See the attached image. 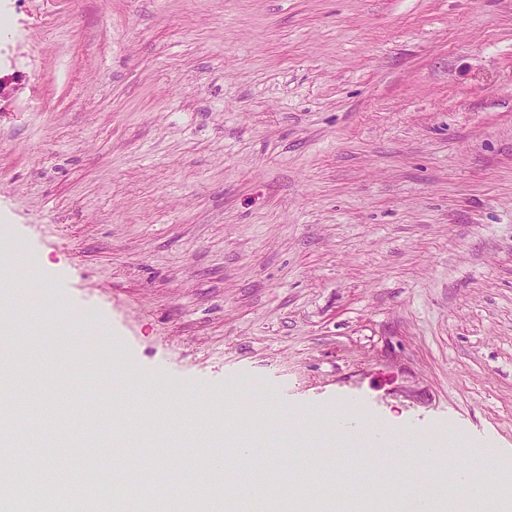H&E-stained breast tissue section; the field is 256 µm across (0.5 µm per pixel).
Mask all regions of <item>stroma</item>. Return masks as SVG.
I'll return each instance as SVG.
<instances>
[{
  "label": "stroma",
  "mask_w": 512,
  "mask_h": 512,
  "mask_svg": "<svg viewBox=\"0 0 512 512\" xmlns=\"http://www.w3.org/2000/svg\"><path fill=\"white\" fill-rule=\"evenodd\" d=\"M0 241L106 318L134 380L225 391L260 420L355 405L386 432L456 422L512 447V0H0ZM14 308L52 423L112 432V387L55 365L65 317ZM152 393L128 457L174 454Z\"/></svg>",
  "instance_id": "1"
}]
</instances>
